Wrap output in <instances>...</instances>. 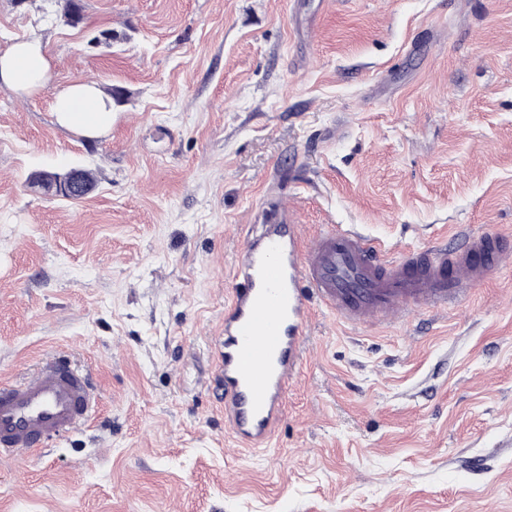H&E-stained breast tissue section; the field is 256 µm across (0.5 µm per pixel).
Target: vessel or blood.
<instances>
[{
	"label": "vessel or blood",
	"mask_w": 512,
	"mask_h": 512,
	"mask_svg": "<svg viewBox=\"0 0 512 512\" xmlns=\"http://www.w3.org/2000/svg\"><path fill=\"white\" fill-rule=\"evenodd\" d=\"M509 262L512 249L499 233H466L393 257L338 225L303 239L285 207H266L244 241L214 339L213 391L225 426L243 447H270L316 306L353 327L404 322L431 308L465 306ZM97 404L89 374L57 355L23 383L1 382L0 458L32 454L77 431Z\"/></svg>",
	"instance_id": "1"
}]
</instances>
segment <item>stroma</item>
Returning <instances> with one entry per match:
<instances>
[{
    "mask_svg": "<svg viewBox=\"0 0 512 512\" xmlns=\"http://www.w3.org/2000/svg\"><path fill=\"white\" fill-rule=\"evenodd\" d=\"M0 0V52L39 39L48 88L0 89V382L49 353L99 406L0 459V512H512V264L462 308L310 321L271 448L241 450L213 338L246 234L283 199L400 256L512 234V0ZM124 93L109 133L54 91ZM89 169L76 202L36 171ZM114 89L103 95L94 82L71 84L53 95L57 122L87 136H101L112 129Z\"/></svg>",
    "mask_w": 512,
    "mask_h": 512,
    "instance_id": "obj_1",
    "label": "stroma"
}]
</instances>
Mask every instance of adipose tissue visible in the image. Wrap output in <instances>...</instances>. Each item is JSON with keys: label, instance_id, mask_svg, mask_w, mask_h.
<instances>
[{"label": "adipose tissue", "instance_id": "1", "mask_svg": "<svg viewBox=\"0 0 512 512\" xmlns=\"http://www.w3.org/2000/svg\"><path fill=\"white\" fill-rule=\"evenodd\" d=\"M52 77V60L43 45L22 39L0 52V85L29 97L43 91ZM58 123L87 136H101L112 128V101L96 83L69 85L53 95Z\"/></svg>", "mask_w": 512, "mask_h": 512}]
</instances>
